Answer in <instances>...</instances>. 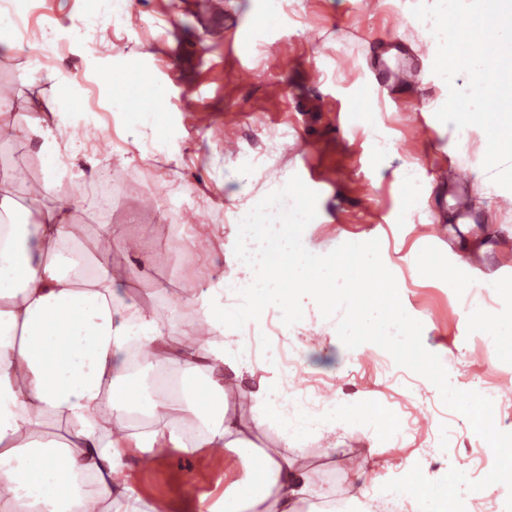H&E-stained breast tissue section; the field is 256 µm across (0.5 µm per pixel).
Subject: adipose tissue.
<instances>
[{
	"mask_svg": "<svg viewBox=\"0 0 512 512\" xmlns=\"http://www.w3.org/2000/svg\"><path fill=\"white\" fill-rule=\"evenodd\" d=\"M45 112L86 128L95 118L68 83L25 114L0 99V153L18 136L37 135L50 181L67 164ZM10 178L0 172V512H86L107 501L142 512L135 487L115 478L130 453L152 463L170 448L193 455L225 447L249 459L253 431L267 425L278 430V449L261 462L262 480L219 504L198 502L194 512H240L242 498L254 512H299L313 490L289 450L298 431L335 433L336 412L311 420L290 405L266 355L280 338L264 326L261 303L237 287L235 274L217 275L195 297L208 339H171L153 308L128 290L137 268L113 266L72 233L66 212L20 205L5 188ZM228 374L252 402L250 418L225 406ZM247 376L256 385L243 386ZM375 466L369 447L342 472L358 512H374L378 502L385 512H425L433 493L426 480L401 479L381 493L363 480Z\"/></svg>",
	"mask_w": 512,
	"mask_h": 512,
	"instance_id": "obj_1",
	"label": "adipose tissue"
}]
</instances>
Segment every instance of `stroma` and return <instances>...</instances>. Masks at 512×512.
<instances>
[{
	"label": "stroma",
	"mask_w": 512,
	"mask_h": 512,
	"mask_svg": "<svg viewBox=\"0 0 512 512\" xmlns=\"http://www.w3.org/2000/svg\"><path fill=\"white\" fill-rule=\"evenodd\" d=\"M267 0H213L197 16L194 0H132L119 25L104 24L93 48L69 36L72 23L90 10L89 0H37L35 23L61 34L66 51L56 63L39 49L0 54V81L12 84L13 111L56 96L60 81L74 85L82 107L93 113L112 150H86L83 128L59 124L55 134L68 150L67 172L44 183L38 205L64 208L72 232L93 241L99 225L123 239L144 228L167 247L146 245L140 264L148 276L135 282L143 299H155L172 317V338L197 324L193 299L216 268L245 265L234 254L240 220L292 175L312 166L325 182L317 215L302 235L304 247L326 254L346 242L379 239L381 258L394 274L405 311L423 325L424 346L437 354L459 390L476 388L463 368L471 340L512 333V190L494 184L482 167L487 138L478 127L457 129L436 120L448 98L433 72L438 41L431 21L411 13L414 0H381L363 14L357 0H283L276 14ZM402 48L415 81L398 99L374 88L370 64L385 45ZM155 84L153 119L168 135L166 155H146L130 134L122 107L123 86ZM194 99L183 111L185 99ZM430 130H422L423 117ZM40 138L14 140L0 156L9 185L22 195L25 170L42 176ZM457 168L471 198L475 223L448 220V170ZM181 186L196 217L198 278L184 273L187 254L172 244L174 224L163 212L164 189ZM486 244L477 262L461 263L464 241ZM484 284L474 291L472 281ZM290 326L276 352L283 372L306 357L323 389H335L334 436L299 437L297 455L312 468L315 494L301 512H354L338 468L353 448L364 447L372 419L367 402L401 406V422L379 430V480L423 470L442 478L448 465L435 452L448 446L473 456L477 437L468 421L448 409L437 388L383 355L369 367L354 358L312 300ZM247 469L231 450L194 459L170 452L152 466L127 459L146 512H191L193 498L217 501L241 482Z\"/></svg>",
	"instance_id": "obj_1"
}]
</instances>
